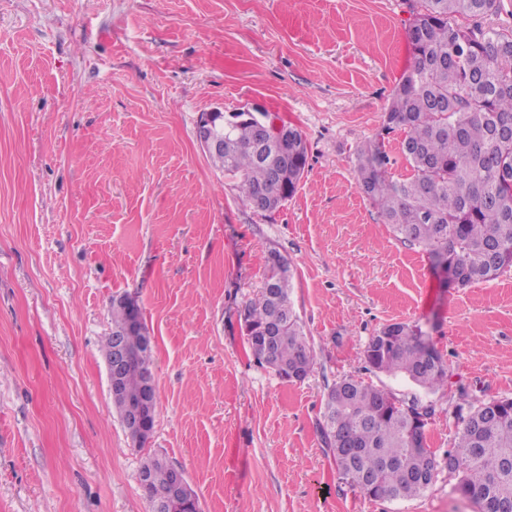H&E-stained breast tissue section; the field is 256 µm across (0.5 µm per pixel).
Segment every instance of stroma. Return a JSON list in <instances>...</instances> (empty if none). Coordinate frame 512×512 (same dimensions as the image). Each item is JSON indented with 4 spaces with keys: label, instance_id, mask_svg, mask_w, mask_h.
I'll return each instance as SVG.
<instances>
[{
    "label": "stroma",
    "instance_id": "obj_1",
    "mask_svg": "<svg viewBox=\"0 0 512 512\" xmlns=\"http://www.w3.org/2000/svg\"><path fill=\"white\" fill-rule=\"evenodd\" d=\"M412 0H0V512H151L164 457L200 512H476L448 470L469 406L512 398V268L449 288L354 177L413 59ZM265 112L308 146L296 194L247 205L196 138L202 113ZM277 250L314 352L306 379L258 364L244 309ZM153 337L158 410L133 445L102 350L114 297ZM393 322L426 331L448 384L366 371ZM346 376L432 403L419 498L338 473L319 423ZM176 468L172 467L167 461L159 456L148 458L141 467V471L147 474L149 486L154 496L163 497L170 490ZM145 473L140 475V486L144 497L152 506L153 512H161L163 504L157 501L149 491L148 481Z\"/></svg>",
    "mask_w": 512,
    "mask_h": 512
}]
</instances>
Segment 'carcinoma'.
<instances>
[{"instance_id": "obj_1", "label": "carcinoma", "mask_w": 512, "mask_h": 512, "mask_svg": "<svg viewBox=\"0 0 512 512\" xmlns=\"http://www.w3.org/2000/svg\"><path fill=\"white\" fill-rule=\"evenodd\" d=\"M408 36L414 57L395 87L384 131L402 130L400 151L413 174L395 180L391 159L380 139L361 144L354 173L361 191L402 242L443 261L447 282L465 288L488 282L512 268V136L497 129L512 126V32L481 19L498 13L500 0H419ZM475 18L462 26L456 18ZM224 152L210 156L215 167L239 180L244 201L261 199L275 210L292 198L308 167V147L289 124L261 133L244 113L220 117ZM276 290H261L244 313L245 336L253 356L281 379L307 377L314 355L293 301L292 274L267 269ZM124 304L112 303L115 342L138 355L128 367L118 396L126 406L147 392L152 348L136 329ZM421 327L394 322L369 337L364 363L371 372L401 376L428 393L448 384V365L436 349L420 342ZM273 346L262 358L263 345ZM433 406L409 404L387 389L345 377L325 398L320 431L338 472L379 500L413 499L433 484L434 455L424 432L414 425L429 419ZM449 471L460 475L459 489L477 512H512V398L496 407L483 402L470 410L448 451ZM153 495L170 490L176 468L159 456L141 467Z\"/></svg>"}]
</instances>
